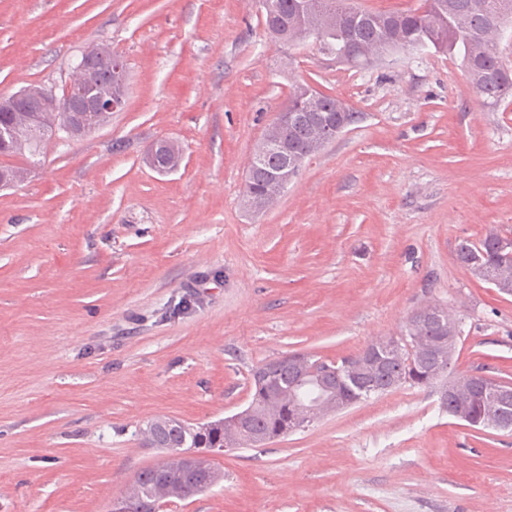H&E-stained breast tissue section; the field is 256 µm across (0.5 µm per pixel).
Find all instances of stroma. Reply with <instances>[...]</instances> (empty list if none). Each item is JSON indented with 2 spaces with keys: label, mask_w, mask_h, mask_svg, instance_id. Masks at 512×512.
<instances>
[{
  "label": "stroma",
  "mask_w": 512,
  "mask_h": 512,
  "mask_svg": "<svg viewBox=\"0 0 512 512\" xmlns=\"http://www.w3.org/2000/svg\"><path fill=\"white\" fill-rule=\"evenodd\" d=\"M96 44L125 60L123 110L0 156L27 172L0 189V512H110L161 458L148 419L232 415L262 362L358 354L429 303L460 323V372L512 382V294L456 258L512 232V104L434 52L349 69L275 45L259 0H0V97L63 88ZM298 83L364 118L251 212L249 160ZM162 138L171 173L144 162ZM213 461L223 481L166 512H512V432L435 388ZM158 152H166L169 156V162L167 167L162 169L163 171L175 170L180 166L182 161V152L181 150H178L177 144L166 139H161L155 143L146 158V163L150 168L156 169V157Z\"/></svg>",
  "instance_id": "stroma-1"
}]
</instances>
